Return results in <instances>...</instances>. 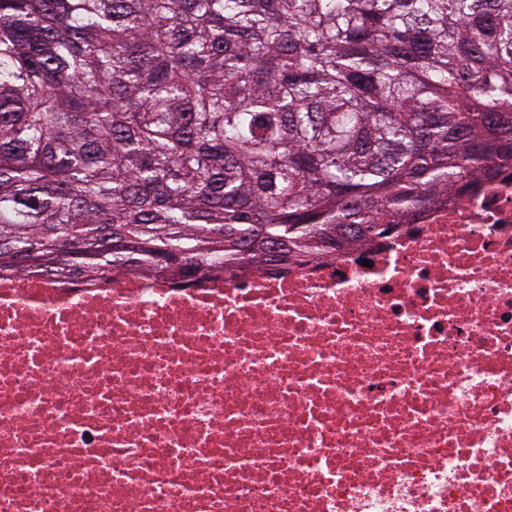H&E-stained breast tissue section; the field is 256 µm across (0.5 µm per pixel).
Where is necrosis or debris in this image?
<instances>
[{"instance_id": "1", "label": "necrosis or debris", "mask_w": 512, "mask_h": 512, "mask_svg": "<svg viewBox=\"0 0 512 512\" xmlns=\"http://www.w3.org/2000/svg\"><path fill=\"white\" fill-rule=\"evenodd\" d=\"M0 512H512V177L285 274H0Z\"/></svg>"}]
</instances>
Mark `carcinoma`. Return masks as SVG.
<instances>
[{"label": "carcinoma", "mask_w": 512, "mask_h": 512, "mask_svg": "<svg viewBox=\"0 0 512 512\" xmlns=\"http://www.w3.org/2000/svg\"><path fill=\"white\" fill-rule=\"evenodd\" d=\"M511 169L512 0H0V272H284Z\"/></svg>", "instance_id": "obj_1"}]
</instances>
